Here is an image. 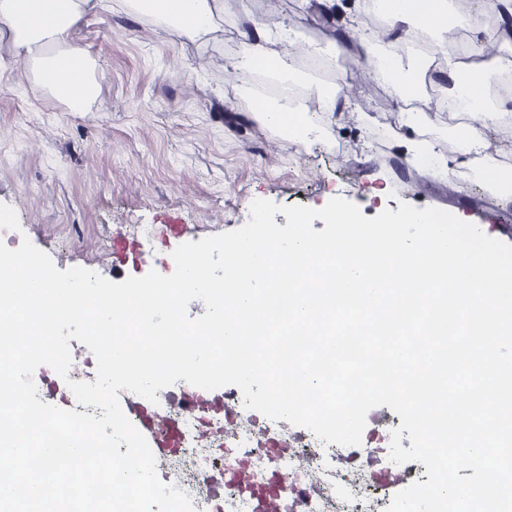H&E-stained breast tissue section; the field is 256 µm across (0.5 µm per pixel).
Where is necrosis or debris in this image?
Listing matches in <instances>:
<instances>
[{"label": "necrosis or debris", "instance_id": "1", "mask_svg": "<svg viewBox=\"0 0 512 512\" xmlns=\"http://www.w3.org/2000/svg\"><path fill=\"white\" fill-rule=\"evenodd\" d=\"M231 417L199 415L175 407L181 436L177 453L188 459L187 485L194 493L195 512H258L271 484L285 493L283 512H384L390 501L380 490L385 474L397 475L402 485L419 480L424 466L418 462L371 464L381 453L379 429H392L395 420H379L377 429L364 431L359 450L324 443L314 434L289 439L280 423L260 420L246 409L236 393L225 394ZM287 443V454L276 446ZM223 480L224 495L210 497L207 482Z\"/></svg>", "mask_w": 512, "mask_h": 512}]
</instances>
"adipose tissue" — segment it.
Masks as SVG:
<instances>
[{
  "instance_id": "ef3b65f1",
  "label": "adipose tissue",
  "mask_w": 512,
  "mask_h": 512,
  "mask_svg": "<svg viewBox=\"0 0 512 512\" xmlns=\"http://www.w3.org/2000/svg\"><path fill=\"white\" fill-rule=\"evenodd\" d=\"M219 0H137L142 13L163 21L176 33L192 38L213 24V9ZM390 23L384 34H365L358 15L368 8V0H357L356 12L345 22L343 32L333 43L335 53L346 51L351 41L367 45L381 36L402 39L409 33L427 32L440 36L448 31V0H390ZM93 0H0V48L25 56L40 72L50 74L52 94L75 112L84 111L97 97L99 84L89 75L86 50L71 38L75 25L93 8ZM245 53L237 63L241 72L265 69L281 72L285 61L272 50V43H287L288 27L270 32L260 25L242 31ZM449 77L452 94L472 98L470 122L460 130L466 151L485 146L483 129L496 121L497 109L485 108L476 99L477 88L486 83V71L475 65L451 63Z\"/></svg>"
}]
</instances>
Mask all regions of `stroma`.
<instances>
[{"mask_svg": "<svg viewBox=\"0 0 512 512\" xmlns=\"http://www.w3.org/2000/svg\"><path fill=\"white\" fill-rule=\"evenodd\" d=\"M353 2L327 13L318 0H221L215 28L188 40L127 0H100L75 31L101 85L82 112L1 52L0 203L17 213L13 239L27 237L58 269L83 267L119 283L160 270L182 243L241 227L254 199L319 209L342 197L368 218L403 202L467 222L479 213L485 234L512 244L511 202L471 179L469 168L446 178L407 159L412 138L455 154V115L440 102L448 64L459 58L456 39L444 38L441 60L423 63L419 127L410 129L391 87L357 66L363 46L331 52ZM252 18L272 31L290 24L282 54L308 95L338 78L348 87L347 108L312 113L308 139L263 125L249 106L251 80L231 71ZM472 166L512 169L511 125L491 126ZM171 224L178 234H169ZM131 239L139 262L114 267L113 242Z\"/></svg>", "mask_w": 512, "mask_h": 512, "instance_id": "1", "label": "stroma"}]
</instances>
